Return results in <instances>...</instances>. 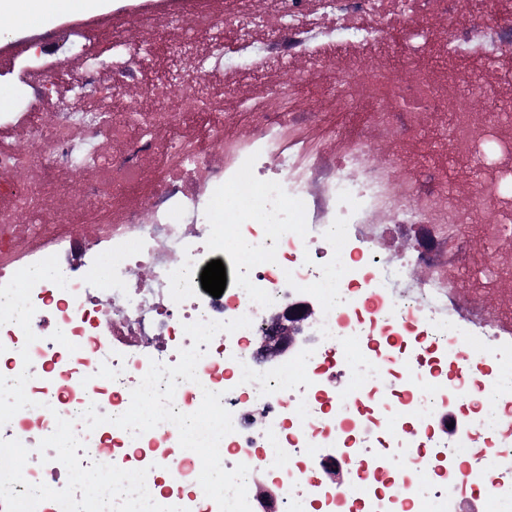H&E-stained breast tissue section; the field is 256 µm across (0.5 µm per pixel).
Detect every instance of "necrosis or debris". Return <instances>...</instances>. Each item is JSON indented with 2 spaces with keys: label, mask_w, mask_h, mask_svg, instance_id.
Here are the masks:
<instances>
[{
  "label": "necrosis or debris",
  "mask_w": 512,
  "mask_h": 512,
  "mask_svg": "<svg viewBox=\"0 0 512 512\" xmlns=\"http://www.w3.org/2000/svg\"><path fill=\"white\" fill-rule=\"evenodd\" d=\"M314 5L372 47L397 13L392 0H271L279 24L270 45L321 61L334 55L333 42L305 35ZM186 52L170 44L175 65L144 86L149 104L136 112L125 101V79L137 71L128 64L88 91L80 110L50 121L32 108L0 113V284L20 270L22 240L31 245L26 262L57 256L67 279L63 288L33 287V344L17 324L0 326V363L12 378L28 371L26 393L39 404L0 435L35 447L54 417L73 420L83 465L147 469L154 500L186 512H256L262 485L278 490L276 512L314 502L325 512H398L408 499L421 512H458L464 488L477 485L493 488L495 512H512V406L503 401L512 394V307L491 313L478 301L512 270L457 275L481 264L473 237L512 239V140L499 135L512 114L453 109L457 157L483 166L474 203L462 210L446 202L445 171L402 177L396 162L372 159L389 133L413 132L421 108H444L429 80L363 72L370 93L361 122L341 128L280 84L232 117L210 113L199 134L193 109L214 92L178 66ZM238 126L247 140L227 143ZM295 126L338 132L344 147L334 154L310 141L289 150ZM147 158L164 167L144 188ZM23 167L44 178L87 167L102 180L72 196L78 219L62 224L52 199L31 208L39 189L20 179ZM105 187L116 197L141 193L98 225L93 201ZM230 192L257 193L260 219L225 208ZM377 213L390 223H373ZM393 234L409 245L389 256ZM230 239L244 255L233 288L216 298L198 269ZM107 252V285L93 287ZM303 293L318 300L300 324L306 343L288 368H262L253 339ZM466 353L472 395L453 375ZM451 427L459 435L447 465L423 485L434 463L429 443ZM220 447L228 456L218 481L198 452ZM165 455L178 459L166 488L156 476ZM468 457L477 466L461 468ZM336 471L349 491L327 480Z\"/></svg>",
  "instance_id": "1"
}]
</instances>
